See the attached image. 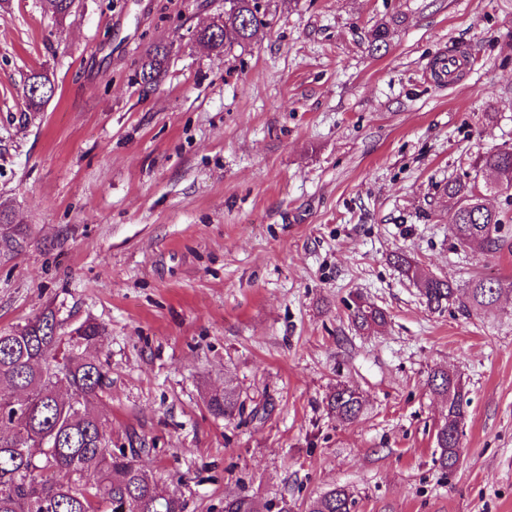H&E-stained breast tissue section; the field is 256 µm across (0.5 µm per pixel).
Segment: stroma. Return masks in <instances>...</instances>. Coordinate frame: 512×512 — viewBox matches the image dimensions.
Returning a JSON list of instances; mask_svg holds the SVG:
<instances>
[{
  "instance_id": "obj_1",
  "label": "stroma",
  "mask_w": 512,
  "mask_h": 512,
  "mask_svg": "<svg viewBox=\"0 0 512 512\" xmlns=\"http://www.w3.org/2000/svg\"><path fill=\"white\" fill-rule=\"evenodd\" d=\"M262 3L267 28L217 55L194 33L224 0H76L63 20L0 0V206L26 231L0 251V330L49 304L100 323L112 445L148 448L187 512L240 491L305 512L335 485L354 512H512V294L435 312L393 262L512 277V253L453 246L443 193L512 148V0ZM454 49L466 67L437 82ZM39 70L56 93L30 112ZM359 298L384 327L354 330ZM437 367L467 399L450 470ZM340 384L365 395L355 421L328 410ZM228 385L246 408L231 420L207 406ZM168 52L164 46L156 45L147 50L140 64V80L144 88L157 86L166 74Z\"/></svg>"
}]
</instances>
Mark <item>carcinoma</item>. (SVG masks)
<instances>
[{"instance_id": "obj_1", "label": "carcinoma", "mask_w": 512, "mask_h": 512, "mask_svg": "<svg viewBox=\"0 0 512 512\" xmlns=\"http://www.w3.org/2000/svg\"><path fill=\"white\" fill-rule=\"evenodd\" d=\"M215 28L197 32L198 42L217 54L252 42L266 25L260 0H224V16ZM168 52L156 45L140 64L144 88L157 86L166 74ZM55 86L43 72L28 76L26 107L38 112L54 96ZM473 168L492 174L491 184L512 189V150L476 157ZM486 186L450 180L443 191L455 201L449 236L458 246L476 243L487 254L501 252L503 218L481 197ZM24 242L14 227L0 234L6 250ZM394 260L403 275L418 282L427 307L441 311L451 301L471 315L484 311L512 291V279L474 276L462 286L423 274L418 264L400 253ZM354 328L374 332L386 322L383 309L357 302L350 314ZM105 342V329L86 319L65 330L51 306L31 320L0 331V512H186V501L147 474L142 448L112 447L108 417L95 404L98 393L111 384L109 370L88 352ZM427 384L446 400L447 412L436 426L438 462L446 470L459 461L460 432L467 406L459 376L442 368L429 372ZM365 399L356 387L338 385L328 409L343 421L356 420ZM216 416L233 418L244 411L239 393L231 387L208 402ZM355 500L344 486H333L310 500L307 512H353ZM224 512H261L255 497L245 493L224 498Z\"/></svg>"}]
</instances>
